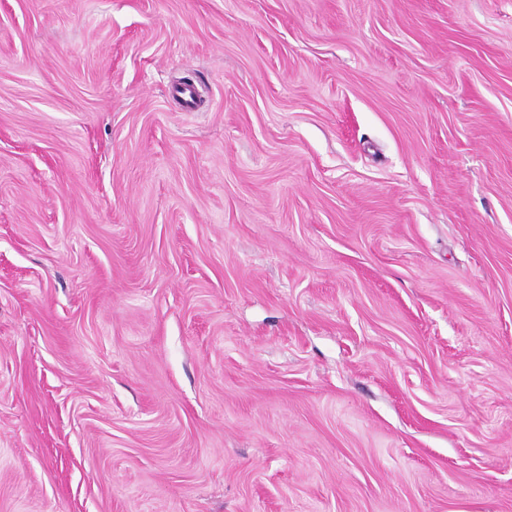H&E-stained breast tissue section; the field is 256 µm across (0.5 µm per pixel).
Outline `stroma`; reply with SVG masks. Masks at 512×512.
<instances>
[{
  "label": "stroma",
  "instance_id": "35a3bbf8",
  "mask_svg": "<svg viewBox=\"0 0 512 512\" xmlns=\"http://www.w3.org/2000/svg\"><path fill=\"white\" fill-rule=\"evenodd\" d=\"M0 512H512V0H0Z\"/></svg>",
  "mask_w": 512,
  "mask_h": 512
}]
</instances>
